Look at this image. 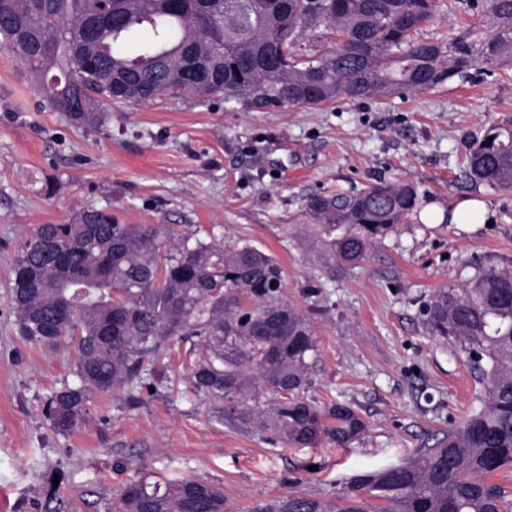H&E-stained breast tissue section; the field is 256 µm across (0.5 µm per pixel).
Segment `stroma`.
<instances>
[{
    "instance_id": "1",
    "label": "stroma",
    "mask_w": 512,
    "mask_h": 512,
    "mask_svg": "<svg viewBox=\"0 0 512 512\" xmlns=\"http://www.w3.org/2000/svg\"><path fill=\"white\" fill-rule=\"evenodd\" d=\"M487 23L483 0H443L419 38ZM82 129L53 111L21 61L0 48V512H117L123 486L192 478L220 488L230 512L296 492L330 502L353 476L414 456L459 426L487 383L460 347L432 334L421 310L468 262L512 266V190L473 184L462 160L485 129H512V64L475 66L419 93L338 98L317 108L257 107L213 97L113 104ZM386 181L416 187L418 218L353 268L289 242L308 196ZM486 205L476 224H447L449 205ZM124 224H165L224 246L246 241L283 267V297L309 309L319 351L304 397L339 401L366 431L339 447L304 448L260 432L255 402L214 403L186 378L188 347L168 345L162 378L141 391L94 393L74 428L44 405L77 384L73 348L34 346L9 296L14 255L39 224L81 208Z\"/></svg>"
}]
</instances>
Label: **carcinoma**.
I'll return each instance as SVG.
<instances>
[{
  "mask_svg": "<svg viewBox=\"0 0 512 512\" xmlns=\"http://www.w3.org/2000/svg\"><path fill=\"white\" fill-rule=\"evenodd\" d=\"M114 28L98 0H0V47L39 82L73 126L96 129L103 106L146 105L160 97L241 99L259 107H316L335 98L417 92L462 76L478 63L512 61V0H488L494 33L470 28L448 41L414 38L436 0H111ZM323 24L336 46L302 54L305 28ZM147 29L134 56L127 45ZM462 175L512 190V129L492 127L469 149ZM417 189L377 183L359 193L314 194L303 224L284 236L331 264L352 266L404 220L420 213ZM82 288H54L65 278ZM284 271L248 242L222 247L176 238L160 224H122L89 206L63 224H39L15 256L10 297L20 336L32 345L74 344L80 384L46 404L59 429L77 425L90 394L144 386L174 339L191 342L189 379L219 402L270 395L257 425L289 444L327 439L344 446L366 422L349 405L302 398L318 353L311 318L283 299ZM70 306L71 320L59 309ZM429 330L457 343L487 391L468 418L397 465L346 482L336 503L286 493L250 512H512V268L480 267L437 291L424 308ZM377 503H372V500ZM120 512H226L224 493L195 479L123 486Z\"/></svg>",
  "mask_w": 512,
  "mask_h": 512,
  "instance_id": "carcinoma-1",
  "label": "carcinoma"
}]
</instances>
